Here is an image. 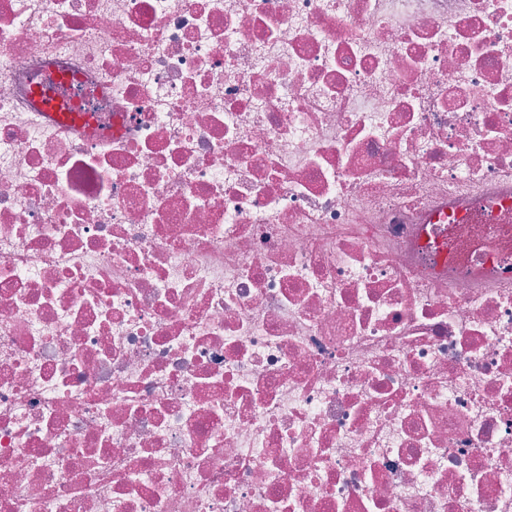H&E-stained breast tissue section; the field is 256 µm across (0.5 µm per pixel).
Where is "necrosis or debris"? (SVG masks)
<instances>
[{
	"instance_id": "necrosis-or-debris-1",
	"label": "necrosis or debris",
	"mask_w": 512,
	"mask_h": 512,
	"mask_svg": "<svg viewBox=\"0 0 512 512\" xmlns=\"http://www.w3.org/2000/svg\"><path fill=\"white\" fill-rule=\"evenodd\" d=\"M0 512H512V0H0Z\"/></svg>"
}]
</instances>
